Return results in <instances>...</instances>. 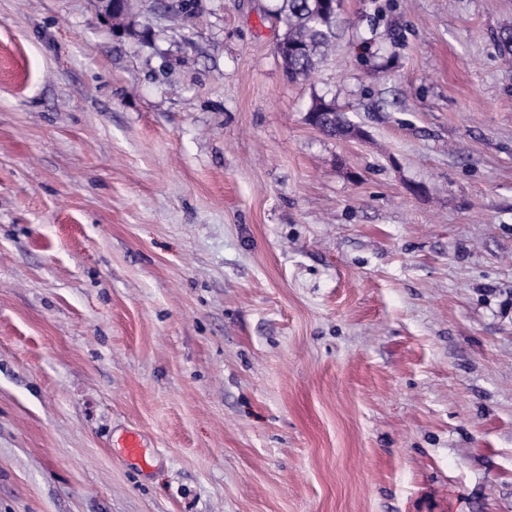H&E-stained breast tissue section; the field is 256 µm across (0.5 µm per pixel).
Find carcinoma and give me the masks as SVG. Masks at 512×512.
Here are the masks:
<instances>
[{"label": "carcinoma", "mask_w": 512, "mask_h": 512, "mask_svg": "<svg viewBox=\"0 0 512 512\" xmlns=\"http://www.w3.org/2000/svg\"><path fill=\"white\" fill-rule=\"evenodd\" d=\"M339 6L328 0H276L274 15L283 29L278 57L291 79L306 78L323 66L335 46ZM310 124L328 136L344 135L353 124L335 102L318 98Z\"/></svg>", "instance_id": "carcinoma-1"}]
</instances>
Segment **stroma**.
<instances>
[{
    "label": "stroma",
    "mask_w": 512,
    "mask_h": 512,
    "mask_svg": "<svg viewBox=\"0 0 512 512\" xmlns=\"http://www.w3.org/2000/svg\"><path fill=\"white\" fill-rule=\"evenodd\" d=\"M173 2L0 0V512H512V0ZM274 15L283 29L278 57L291 79L307 78L329 59L335 46L336 6L323 0H275ZM310 112H320L310 121V124L317 127L320 131L328 136L336 137L344 135L349 129L354 128L345 113L341 112L334 101H326L318 98L313 103V108Z\"/></svg>",
    "instance_id": "35a3bbf8"
}]
</instances>
